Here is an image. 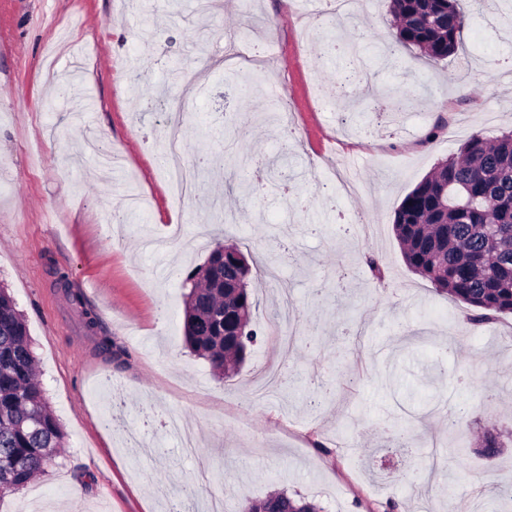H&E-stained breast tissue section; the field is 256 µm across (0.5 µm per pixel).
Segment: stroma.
<instances>
[{"instance_id":"stroma-1","label":"stroma","mask_w":512,"mask_h":512,"mask_svg":"<svg viewBox=\"0 0 512 512\" xmlns=\"http://www.w3.org/2000/svg\"><path fill=\"white\" fill-rule=\"evenodd\" d=\"M215 2L203 13L196 0H0V283L65 434L0 512L25 500L40 512H204L213 494L240 512L274 490L323 512H444L477 488L476 512H512L493 492L512 480V314L465 327L460 302L406 267L392 230L438 162L472 134L512 129V73L499 65L512 31L467 14L466 65L432 66L388 55L385 0H363L335 30L321 24L327 0ZM62 36L72 47L57 68L76 74L75 98L44 77ZM245 45L262 66L229 63ZM190 64L183 150L200 167L182 205L160 164L162 112L144 101ZM366 80L417 85L425 100L396 115L375 96L353 103ZM90 136L120 164L86 153ZM215 239L278 272L251 282L253 324L272 328L284 310L299 329L262 399L252 382L280 363L273 340L226 381L184 344V280ZM175 410L200 432L197 456L163 425ZM460 410L463 453L448 445ZM487 431L502 445L491 459L478 445ZM163 480L166 497L153 489Z\"/></svg>"}]
</instances>
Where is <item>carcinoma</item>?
Returning a JSON list of instances; mask_svg holds the SVG:
<instances>
[{"label": "carcinoma", "mask_w": 512, "mask_h": 512, "mask_svg": "<svg viewBox=\"0 0 512 512\" xmlns=\"http://www.w3.org/2000/svg\"><path fill=\"white\" fill-rule=\"evenodd\" d=\"M395 45L431 65L458 54L462 0H389ZM394 111L420 96L414 88H383ZM393 231L412 272L466 305L465 318L486 325L512 313V130L494 140L480 134L427 173L396 209ZM251 265L232 259L196 267L187 276L185 346L223 378L237 376L262 331L250 327ZM36 357L23 314L0 285V497L16 493L44 470L64 432L35 375ZM263 512H316L285 492L254 500Z\"/></svg>", "instance_id": "1"}]
</instances>
